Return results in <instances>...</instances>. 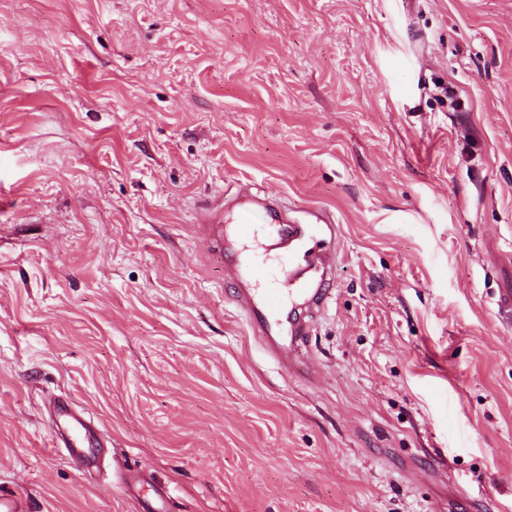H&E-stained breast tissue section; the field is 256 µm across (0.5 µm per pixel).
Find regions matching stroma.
<instances>
[{
  "instance_id": "1",
  "label": "stroma",
  "mask_w": 512,
  "mask_h": 512,
  "mask_svg": "<svg viewBox=\"0 0 512 512\" xmlns=\"http://www.w3.org/2000/svg\"><path fill=\"white\" fill-rule=\"evenodd\" d=\"M243 184L341 226L315 382L210 248ZM508 288L512 0H0V493L26 512H512Z\"/></svg>"
}]
</instances>
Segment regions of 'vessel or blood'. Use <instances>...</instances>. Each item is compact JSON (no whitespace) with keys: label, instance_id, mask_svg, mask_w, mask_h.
<instances>
[{"label":"vessel or blood","instance_id":"1","mask_svg":"<svg viewBox=\"0 0 512 512\" xmlns=\"http://www.w3.org/2000/svg\"><path fill=\"white\" fill-rule=\"evenodd\" d=\"M208 234L224 257V279L237 309L265 352L289 374L314 381L312 365L298 364L297 348L310 336L330 298L340 226L324 207L305 220L289 216L278 197L239 187L211 214ZM323 242L309 269L296 259L307 241Z\"/></svg>","mask_w":512,"mask_h":512}]
</instances>
